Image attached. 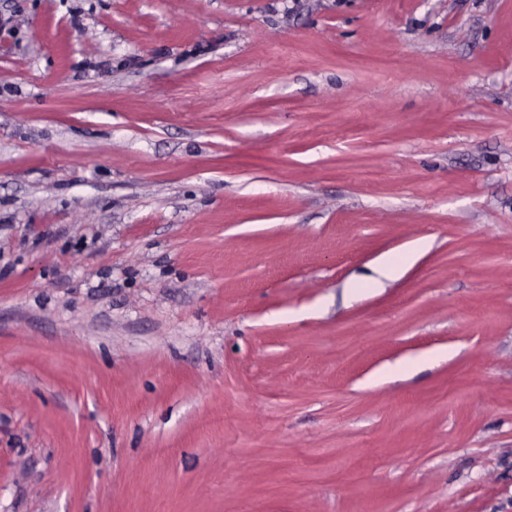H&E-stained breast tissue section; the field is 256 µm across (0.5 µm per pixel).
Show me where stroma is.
I'll use <instances>...</instances> for the list:
<instances>
[{
  "instance_id": "35a3bbf8",
  "label": "stroma",
  "mask_w": 512,
  "mask_h": 512,
  "mask_svg": "<svg viewBox=\"0 0 512 512\" xmlns=\"http://www.w3.org/2000/svg\"><path fill=\"white\" fill-rule=\"evenodd\" d=\"M0 512H512V0H0Z\"/></svg>"
}]
</instances>
